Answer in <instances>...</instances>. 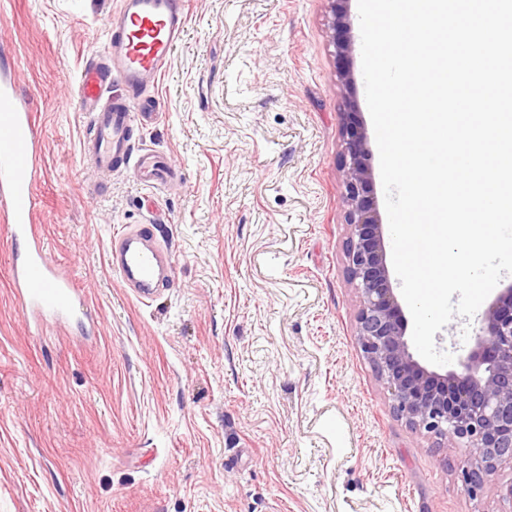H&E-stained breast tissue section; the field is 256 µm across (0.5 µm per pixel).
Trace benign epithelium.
<instances>
[{"mask_svg":"<svg viewBox=\"0 0 512 512\" xmlns=\"http://www.w3.org/2000/svg\"><path fill=\"white\" fill-rule=\"evenodd\" d=\"M328 29L336 57L352 52L349 0H330ZM356 103L342 112L341 171L348 280L360 293L356 336L363 356L390 392L393 408L413 429L451 435L477 449L465 470L471 492L483 490L497 468L512 465V284L501 289L479 317L474 345L459 369L440 374L409 350L406 324L386 263L382 220L373 196L371 149Z\"/></svg>","mask_w":512,"mask_h":512,"instance_id":"1","label":"benign epithelium"}]
</instances>
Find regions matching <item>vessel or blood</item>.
I'll return each instance as SVG.
<instances>
[{"label": "vessel or blood", "mask_w": 512, "mask_h": 512, "mask_svg": "<svg viewBox=\"0 0 512 512\" xmlns=\"http://www.w3.org/2000/svg\"><path fill=\"white\" fill-rule=\"evenodd\" d=\"M187 24L186 0H120L107 22L108 61L84 66L77 79L80 109L88 116L83 142L85 157L98 178L126 169L158 179L154 158L135 155L130 131L153 121L137 110L135 97L157 85L172 50ZM120 82L126 98L108 92ZM35 121L9 81L0 82V219L16 244L13 286L20 306L34 324L51 319L65 324L86 314L85 294L46 253L36 222ZM172 253L152 231L138 227L113 237L109 264L135 295L150 299L166 288Z\"/></svg>", "instance_id": "obj_1"}]
</instances>
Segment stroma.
I'll return each instance as SVG.
<instances>
[{
    "mask_svg": "<svg viewBox=\"0 0 512 512\" xmlns=\"http://www.w3.org/2000/svg\"><path fill=\"white\" fill-rule=\"evenodd\" d=\"M119 0H0V69L40 140L37 222L91 323L31 334L0 223V512H512L470 494L459 440L410 428L361 353L346 274L341 114L351 91L330 0H188L189 22L135 152L167 184L99 181L76 77ZM155 227L175 258L141 302L110 268L114 233Z\"/></svg>",
    "mask_w": 512,
    "mask_h": 512,
    "instance_id": "1",
    "label": "stroma"
}]
</instances>
